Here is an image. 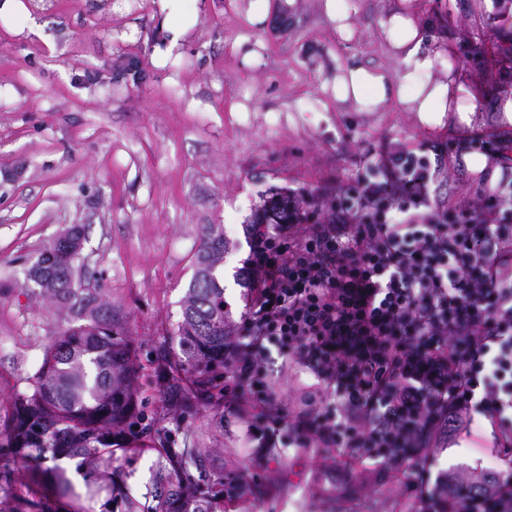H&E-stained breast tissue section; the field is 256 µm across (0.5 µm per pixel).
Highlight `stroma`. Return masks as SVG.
<instances>
[{
    "instance_id": "stroma-1",
    "label": "stroma",
    "mask_w": 512,
    "mask_h": 512,
    "mask_svg": "<svg viewBox=\"0 0 512 512\" xmlns=\"http://www.w3.org/2000/svg\"><path fill=\"white\" fill-rule=\"evenodd\" d=\"M394 3L346 0L357 10L347 39L320 0H298L261 29L246 19L248 0H185L200 23L181 62L164 68L151 61L152 0H126L119 10L110 0H36L40 36L0 27V415L28 390L47 344L67 325L30 295L26 271L68 226H84L79 263L124 314L153 416L164 404L155 350L182 318L201 225L224 227V299L239 319L252 219L268 191L347 187L385 143L463 135L459 126L426 128L412 112H354L321 91L340 66L394 70L378 26ZM419 5L428 38L442 41L478 86V129L501 130L499 102L512 78L499 61L512 48L504 40L512 23L495 38L484 0ZM473 43L493 62L466 61ZM253 48L261 59L249 66L243 56ZM248 425L202 406L185 427L189 439L220 448L215 470L247 486L217 512H405L397 470L298 447L284 431L276 447L262 448ZM160 451L156 439L116 449L135 492L149 485Z\"/></svg>"
}]
</instances>
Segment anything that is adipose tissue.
Masks as SVG:
<instances>
[{"instance_id":"adipose-tissue-1","label":"adipose tissue","mask_w":512,"mask_h":512,"mask_svg":"<svg viewBox=\"0 0 512 512\" xmlns=\"http://www.w3.org/2000/svg\"><path fill=\"white\" fill-rule=\"evenodd\" d=\"M161 41L153 61L162 67L174 57L197 16L184 15L183 0H153ZM379 28L396 68L386 71L362 64L337 67L321 84L336 104L357 112H384L392 105L415 113L421 125L438 127L445 119L472 127L479 116L474 90L452 63L442 62L441 52L427 47L418 19V0H397L379 19Z\"/></svg>"}]
</instances>
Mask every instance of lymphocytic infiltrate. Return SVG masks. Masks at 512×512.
<instances>
[{"mask_svg":"<svg viewBox=\"0 0 512 512\" xmlns=\"http://www.w3.org/2000/svg\"><path fill=\"white\" fill-rule=\"evenodd\" d=\"M445 141L391 142L355 186L290 193L255 227L241 326L224 345V405L301 448L404 467L409 512H512V177L441 197ZM313 390L281 406L269 347ZM492 428L497 467L435 472Z\"/></svg>","mask_w":512,"mask_h":512,"instance_id":"lymphocytic-infiltrate-1","label":"lymphocytic infiltrate"}]
</instances>
